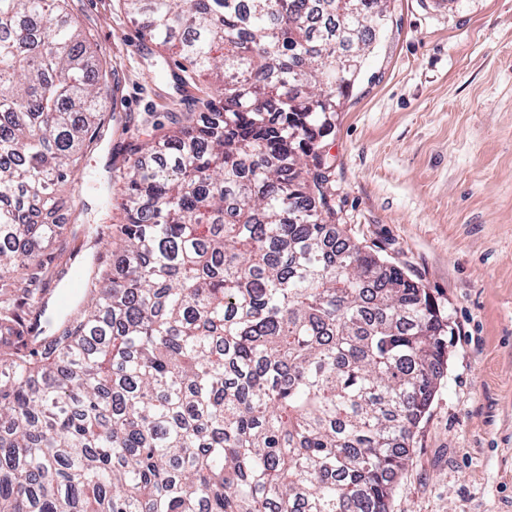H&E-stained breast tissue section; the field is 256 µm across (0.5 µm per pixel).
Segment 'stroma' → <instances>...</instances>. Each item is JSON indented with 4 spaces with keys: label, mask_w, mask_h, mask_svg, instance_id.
<instances>
[{
    "label": "stroma",
    "mask_w": 512,
    "mask_h": 512,
    "mask_svg": "<svg viewBox=\"0 0 512 512\" xmlns=\"http://www.w3.org/2000/svg\"><path fill=\"white\" fill-rule=\"evenodd\" d=\"M69 10L118 84L109 127L57 191L58 212L80 208L94 225L129 144L204 111L210 93L172 81L183 60L122 0ZM389 11L327 139L336 222L427 288L452 334L388 512H512V0H390Z\"/></svg>",
    "instance_id": "35a3bbf8"
}]
</instances>
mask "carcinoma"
Returning a JSON list of instances; mask_svg holds the SVG:
<instances>
[{
    "mask_svg": "<svg viewBox=\"0 0 512 512\" xmlns=\"http://www.w3.org/2000/svg\"><path fill=\"white\" fill-rule=\"evenodd\" d=\"M123 2L217 112L129 145L123 249L32 349L109 85L67 0H0V512H387L449 319L339 232L324 138L388 0Z\"/></svg>",
    "mask_w": 512,
    "mask_h": 512,
    "instance_id": "carcinoma-1",
    "label": "carcinoma"
}]
</instances>
